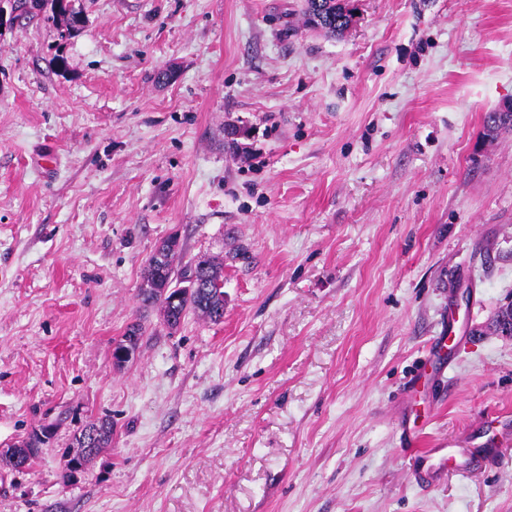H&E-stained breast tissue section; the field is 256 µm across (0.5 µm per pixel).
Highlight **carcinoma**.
Wrapping results in <instances>:
<instances>
[{"mask_svg":"<svg viewBox=\"0 0 512 512\" xmlns=\"http://www.w3.org/2000/svg\"><path fill=\"white\" fill-rule=\"evenodd\" d=\"M323 21L315 26L333 36L342 35L352 24L354 7L352 0H321ZM15 9L22 17H36L50 10L52 20L62 24L61 36L78 33L85 22L83 10L76 6V0H15ZM512 129V115L493 109L484 115V134L497 137L501 132ZM179 249L170 250L164 266L157 268L147 264L144 269L143 286L139 297L146 308L156 307L162 314L163 322L180 325L189 313H194L213 323L224 319V260L216 257H201L195 262L177 268L174 265ZM196 278L198 287L185 288L178 301L169 302L166 288L170 282L180 278ZM48 427L33 433L13 445L11 455L0 457V467L20 471L30 466L38 456L39 448L50 436ZM112 443V421L101 418L86 425L74 435L69 448L64 451L65 460L62 479L71 481L76 474L86 469Z\"/></svg>","mask_w":512,"mask_h":512,"instance_id":"obj_1","label":"carcinoma"}]
</instances>
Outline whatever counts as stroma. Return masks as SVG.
<instances>
[{"label": "stroma", "instance_id": "stroma-1", "mask_svg": "<svg viewBox=\"0 0 512 512\" xmlns=\"http://www.w3.org/2000/svg\"><path fill=\"white\" fill-rule=\"evenodd\" d=\"M80 4L0 31V448L55 426L0 512H512V0H354L338 37L301 0ZM171 236L223 258V322L141 308ZM501 108L490 110L484 115V136L491 134L493 138H496L501 132L512 129V110L510 104V114L501 113ZM143 325L141 323H134L130 325L123 336V339L119 340L117 343L123 344L124 342L128 341L130 344H132L133 348L129 346V344H124V348L118 350V351H112V359L116 366H124L120 364H126L133 360L135 356L137 355V349H139V344L141 340V336L144 333ZM112 443V421L101 418L86 425L72 438V442L64 451L65 460L62 479L70 482L76 474L82 472ZM76 448V450L72 449Z\"/></svg>", "mask_w": 512, "mask_h": 512}]
</instances>
